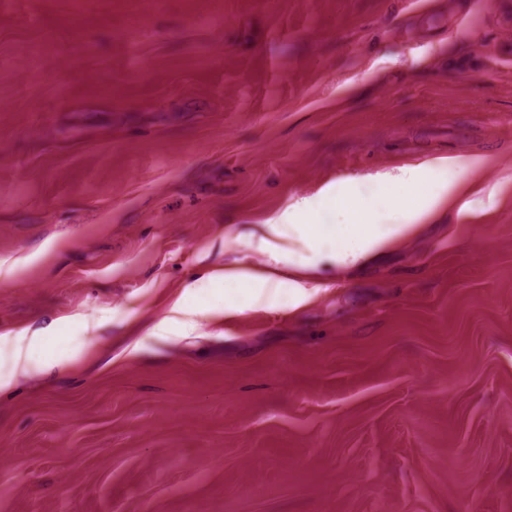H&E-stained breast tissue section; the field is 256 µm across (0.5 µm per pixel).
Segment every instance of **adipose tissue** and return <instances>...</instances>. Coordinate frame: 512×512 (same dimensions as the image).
<instances>
[{"instance_id": "1", "label": "adipose tissue", "mask_w": 512, "mask_h": 512, "mask_svg": "<svg viewBox=\"0 0 512 512\" xmlns=\"http://www.w3.org/2000/svg\"><path fill=\"white\" fill-rule=\"evenodd\" d=\"M293 211L283 213L268 224L269 236L259 247L269 252L273 265L263 271L245 266L224 269L226 283L250 289L254 300H271L287 292L294 303H302L321 288L311 274L318 256L326 254L336 263V278L344 280L368 266L394 243L406 240L415 231L417 212H407L403 223L379 221L368 224H300ZM287 241L280 249L279 241Z\"/></svg>"}]
</instances>
